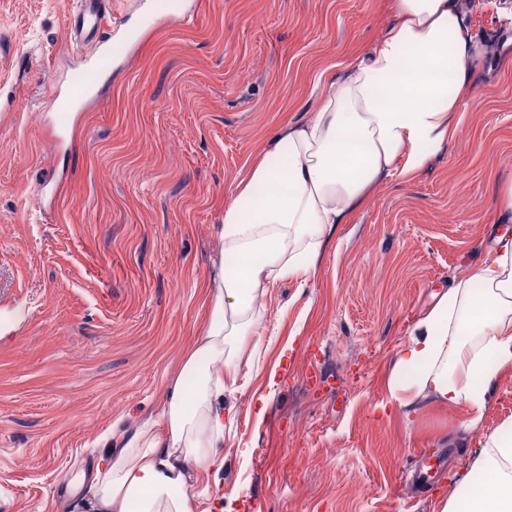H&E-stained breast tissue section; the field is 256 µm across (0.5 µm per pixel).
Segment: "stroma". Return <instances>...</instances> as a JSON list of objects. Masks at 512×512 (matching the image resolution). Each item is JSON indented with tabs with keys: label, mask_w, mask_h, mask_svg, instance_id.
Returning <instances> with one entry per match:
<instances>
[{
	"label": "stroma",
	"mask_w": 512,
	"mask_h": 512,
	"mask_svg": "<svg viewBox=\"0 0 512 512\" xmlns=\"http://www.w3.org/2000/svg\"><path fill=\"white\" fill-rule=\"evenodd\" d=\"M106 7L112 66L63 108L94 53L70 42L72 0H0V512H82V473L157 421L204 328L226 199L391 21L387 0ZM467 24L492 55L454 139L374 184L313 274L261 297V367L241 368L194 512H438L478 434L512 421V372L475 431L463 406L401 414L386 387L419 319L485 259L512 184V0H471Z\"/></svg>",
	"instance_id": "1"
}]
</instances>
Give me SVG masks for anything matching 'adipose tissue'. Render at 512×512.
<instances>
[{
    "instance_id": "ef3b65f1",
    "label": "adipose tissue",
    "mask_w": 512,
    "mask_h": 512,
    "mask_svg": "<svg viewBox=\"0 0 512 512\" xmlns=\"http://www.w3.org/2000/svg\"><path fill=\"white\" fill-rule=\"evenodd\" d=\"M392 23L332 82L309 120L277 129L224 205V259L206 325L172 378L159 421L107 450L87 479L86 512H194L191 481L219 474L225 396L238 393L241 351L258 335L255 302L280 278L309 273L325 231L368 189L416 175L457 131L486 49L461 0H389ZM512 371V238L460 277L415 326L387 389L399 407L466 406L477 425ZM196 377L185 387L184 374ZM439 512H512V423L484 436Z\"/></svg>"
}]
</instances>
